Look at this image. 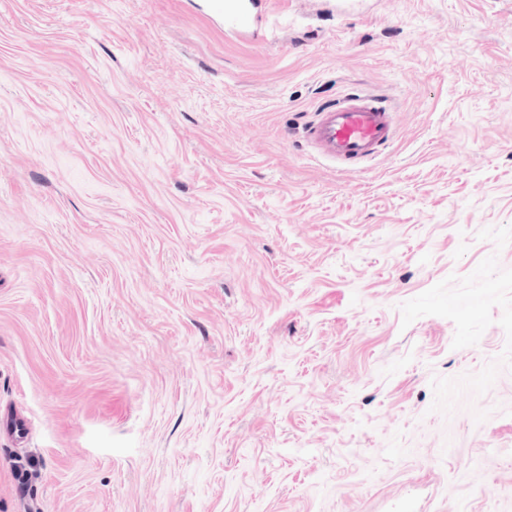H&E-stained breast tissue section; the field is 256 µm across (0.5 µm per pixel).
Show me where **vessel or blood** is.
Returning a JSON list of instances; mask_svg holds the SVG:
<instances>
[{"mask_svg":"<svg viewBox=\"0 0 512 512\" xmlns=\"http://www.w3.org/2000/svg\"><path fill=\"white\" fill-rule=\"evenodd\" d=\"M395 114L370 93L350 94L315 114L305 137L317 153L338 168L367 162L395 138Z\"/></svg>","mask_w":512,"mask_h":512,"instance_id":"obj_1","label":"vessel or blood"}]
</instances>
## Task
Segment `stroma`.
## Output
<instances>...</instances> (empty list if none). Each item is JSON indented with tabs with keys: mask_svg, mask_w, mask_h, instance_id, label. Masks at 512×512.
Returning <instances> with one entry per match:
<instances>
[{
	"mask_svg": "<svg viewBox=\"0 0 512 512\" xmlns=\"http://www.w3.org/2000/svg\"><path fill=\"white\" fill-rule=\"evenodd\" d=\"M253 2L0 0V512H512V0ZM397 133L395 113L370 93L348 94L315 113L305 137L317 153L340 169L378 156Z\"/></svg>",
	"mask_w": 512,
	"mask_h": 512,
	"instance_id": "obj_1",
	"label": "stroma"
}]
</instances>
